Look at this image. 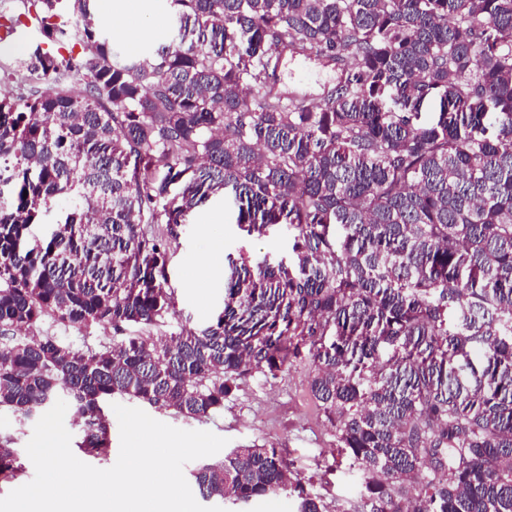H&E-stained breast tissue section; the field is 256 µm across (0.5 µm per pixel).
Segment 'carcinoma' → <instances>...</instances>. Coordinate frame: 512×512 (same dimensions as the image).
<instances>
[{
	"label": "carcinoma",
	"instance_id": "carcinoma-1",
	"mask_svg": "<svg viewBox=\"0 0 512 512\" xmlns=\"http://www.w3.org/2000/svg\"><path fill=\"white\" fill-rule=\"evenodd\" d=\"M29 2L82 52L35 48L20 67L43 88L0 98V409L66 398L77 447L105 456L114 398L201 421L230 381L305 358L353 512H512V0H170L145 60L93 0ZM275 49L353 73L314 105L273 86ZM219 193L247 235L285 227L294 260L230 257L214 321L125 334L178 317L171 244ZM49 319L112 339L74 346ZM192 476L231 507L325 512L284 448ZM245 510L248 512H295V501L285 496L257 500Z\"/></svg>",
	"mask_w": 512,
	"mask_h": 512
}]
</instances>
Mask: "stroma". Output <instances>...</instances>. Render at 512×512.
Returning <instances> with one entry per match:
<instances>
[{"mask_svg": "<svg viewBox=\"0 0 512 512\" xmlns=\"http://www.w3.org/2000/svg\"><path fill=\"white\" fill-rule=\"evenodd\" d=\"M42 47L56 52L40 28L19 26L13 40L0 42V94L14 93L17 86L9 70L28 51ZM282 87L290 95L321 99L328 90L346 79L343 67L317 60L291 59L283 55ZM246 255L273 262L291 261L288 236L280 230L257 238L244 236L235 223L232 204L216 199L197 208L189 217V228L170 249L168 276L177 295L176 321L159 327V334L175 331L178 325L200 327L210 323L224 306V261L226 256ZM152 418L185 430H205L226 438L228 448L276 447L288 451L292 468L320 494L327 512H347L360 494L359 484L342 469H336V433L327 422L308 388L305 365L284 370L274 378L260 375L238 380L225 398L224 407L210 418L196 421L158 410ZM13 435L17 463L15 478H0V497L29 483L35 474L25 446L33 433L32 424L20 423L0 411V434ZM331 474H323V467Z\"/></svg>", "mask_w": 512, "mask_h": 512, "instance_id": "obj_1", "label": "stroma"}]
</instances>
